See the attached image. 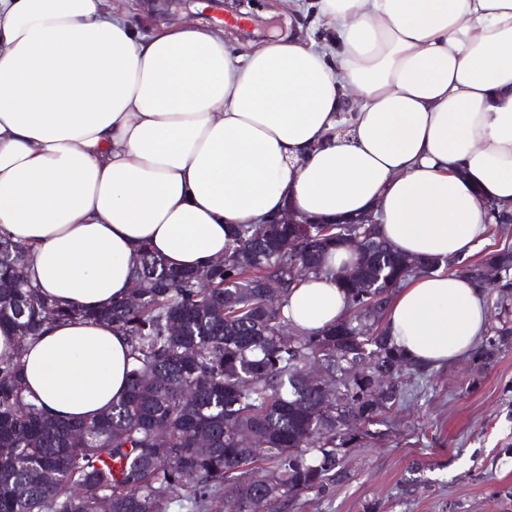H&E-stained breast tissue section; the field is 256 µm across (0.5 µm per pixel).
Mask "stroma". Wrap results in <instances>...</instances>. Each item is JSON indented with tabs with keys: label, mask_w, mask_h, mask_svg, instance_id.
<instances>
[{
	"label": "stroma",
	"mask_w": 512,
	"mask_h": 512,
	"mask_svg": "<svg viewBox=\"0 0 512 512\" xmlns=\"http://www.w3.org/2000/svg\"><path fill=\"white\" fill-rule=\"evenodd\" d=\"M415 491H405L414 464ZM347 477L299 512H512V347L485 368L463 356L409 381Z\"/></svg>",
	"instance_id": "obj_1"
}]
</instances>
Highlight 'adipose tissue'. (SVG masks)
<instances>
[{"instance_id": "adipose-tissue-1", "label": "adipose tissue", "mask_w": 512, "mask_h": 512, "mask_svg": "<svg viewBox=\"0 0 512 512\" xmlns=\"http://www.w3.org/2000/svg\"><path fill=\"white\" fill-rule=\"evenodd\" d=\"M314 7L329 44L242 52L221 26L149 27L124 0H0V234L26 247L42 295L91 314L127 295L142 244L196 270L236 224L370 214L439 264L394 293L390 344L427 368L470 352L486 291L453 264L512 214V0ZM353 259L331 250L292 286L290 326L348 316L336 274ZM129 353L110 323H54L21 357L24 393L96 418L124 394Z\"/></svg>"}]
</instances>
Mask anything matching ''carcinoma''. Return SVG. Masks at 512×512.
<instances>
[{"label": "carcinoma", "instance_id": "obj_1", "mask_svg": "<svg viewBox=\"0 0 512 512\" xmlns=\"http://www.w3.org/2000/svg\"><path fill=\"white\" fill-rule=\"evenodd\" d=\"M356 230L366 244L336 274L349 317L290 331L291 286L324 271ZM26 251L0 237V328L18 347L49 323L93 318L127 336L126 394L100 417L62 421L25 398L21 353L0 356V512H288L346 477L345 455L422 369L385 336L393 289L433 264L374 224H238L224 260L170 268L138 250L133 288L97 313L62 307L28 280ZM274 282L277 287L270 288ZM512 346V312L472 352L480 367Z\"/></svg>", "mask_w": 512, "mask_h": 512}]
</instances>
